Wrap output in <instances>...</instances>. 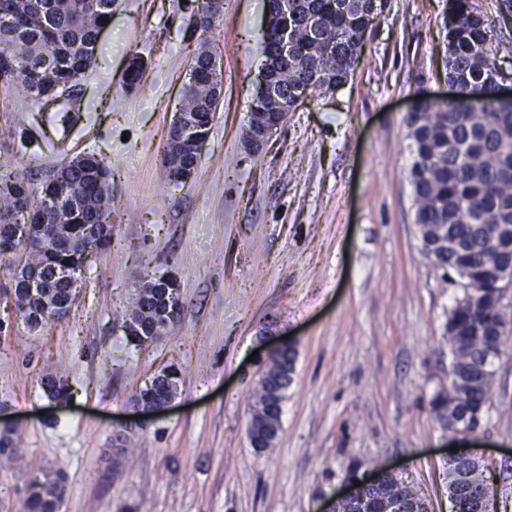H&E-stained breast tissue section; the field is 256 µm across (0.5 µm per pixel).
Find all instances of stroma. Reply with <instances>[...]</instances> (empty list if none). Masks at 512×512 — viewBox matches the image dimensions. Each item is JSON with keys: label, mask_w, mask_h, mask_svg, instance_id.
I'll return each mask as SVG.
<instances>
[{"label": "stroma", "mask_w": 512, "mask_h": 512, "mask_svg": "<svg viewBox=\"0 0 512 512\" xmlns=\"http://www.w3.org/2000/svg\"><path fill=\"white\" fill-rule=\"evenodd\" d=\"M183 0H114L96 62L63 93L81 104L63 129L20 87L0 85V162L32 192L71 156L112 169V240L86 264L68 314L0 332V417L17 451L0 456V512H22L42 472L66 476L60 512H321L349 463L395 468L450 512L451 435L430 406L448 383L446 323L460 290L424 255L408 180L407 114L448 93L446 0H387L351 80L290 112L256 154L242 136L264 67L266 0H224L209 37ZM479 0L496 64L512 78V11ZM223 58L222 97L195 178L168 183V130L192 57ZM147 67L126 91L130 62ZM174 276L183 312L131 346L128 310L147 274ZM297 350L272 448L247 438L262 351ZM168 369L170 407L128 426L132 399ZM489 413L472 443L512 512V340L494 365ZM63 373L67 402L44 393Z\"/></svg>", "instance_id": "35a3bbf8"}]
</instances>
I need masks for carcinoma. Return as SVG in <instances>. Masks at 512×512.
Returning <instances> with one entry per match:
<instances>
[{
  "instance_id": "obj_1",
  "label": "carcinoma",
  "mask_w": 512,
  "mask_h": 512,
  "mask_svg": "<svg viewBox=\"0 0 512 512\" xmlns=\"http://www.w3.org/2000/svg\"><path fill=\"white\" fill-rule=\"evenodd\" d=\"M112 0H56L53 22L27 10L26 3L14 0L15 10L0 13V56L14 62L17 73L3 80L6 86L17 85L28 91L36 107L45 100L38 91L61 84L73 85L91 65L92 57L83 53L96 46L99 30L111 22ZM292 10L280 16L269 31L263 33L266 44L277 31L287 26L297 54L288 58L268 57L265 68L277 89L276 119L283 120L288 111L282 102L303 95L311 82L322 90H336L351 79L360 56L365 32L373 25V0H288ZM321 15L323 37L317 45L308 38L306 20ZM491 23L480 10L477 0H448V82L458 89V98L443 106L420 102L410 117V148L413 163L409 180L418 204L415 223L433 245L437 262L454 272L464 271L467 282L482 291L483 303L472 305L468 293L462 292L448 315L450 353L457 360L463 384L456 389L457 407L474 418H484L494 372L487 358L489 344L506 325L498 308L495 281L502 272L501 260L512 255V239L502 240L496 225L512 224V178L504 170L512 158V104L495 96L500 75L491 45ZM208 66L203 52L193 57L184 89L181 111L195 117L197 132L211 130L217 108L209 97ZM479 97L484 107L474 111L469 101ZM163 165L169 182L180 185V176L193 165L192 147L163 150ZM61 180L67 182L73 196L60 195L58 178L46 182L38 196H33L25 178L0 163V256H11L27 245L17 236L18 225L55 224L63 214L70 224L69 244L47 243L38 251V261L49 279L44 285L56 305L45 307L33 296L24 281L9 277L3 287L14 288V311L29 326L36 328L62 319L75 301L68 284L53 271H82L87 260V244L82 225L90 222L107 225L103 240L96 244L100 252L112 237V172L105 159L84 154L81 167L64 165ZM452 230L460 248L438 244L446 230ZM155 288L138 297L137 307L146 311V329L131 335L137 345L153 342L165 332L161 313L167 309V295L178 290L177 281L159 276L152 280ZM297 352L275 359L280 395H285L295 372ZM175 373L162 376L153 388L140 390L135 402L146 406L174 394ZM43 389L53 398L64 400L71 388L66 378L48 376L41 379ZM439 420L448 418V395L442 391L430 399ZM473 473V488L481 494L490 486L492 474L484 473L481 463L467 464ZM64 475L60 471L33 479L27 490L23 512H59Z\"/></svg>"
}]
</instances>
